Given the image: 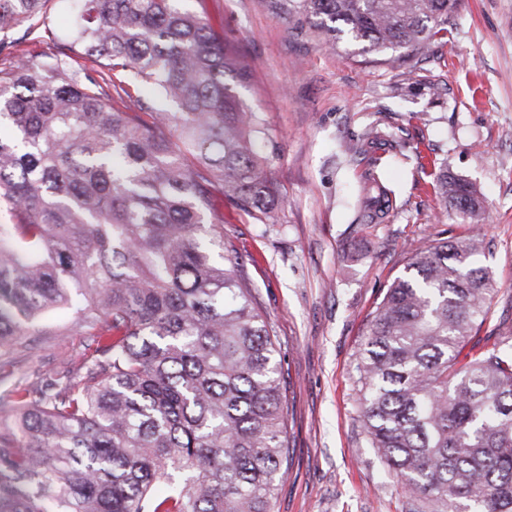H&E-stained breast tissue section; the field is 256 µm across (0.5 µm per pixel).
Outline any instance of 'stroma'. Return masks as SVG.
I'll return each instance as SVG.
<instances>
[{"label": "stroma", "mask_w": 512, "mask_h": 512, "mask_svg": "<svg viewBox=\"0 0 512 512\" xmlns=\"http://www.w3.org/2000/svg\"><path fill=\"white\" fill-rule=\"evenodd\" d=\"M251 69L239 96L257 110L268 143L276 202L265 218L214 189L224 241L235 249L274 328L289 399L292 463L273 512H411L359 421L356 355L366 323L410 256L436 239L468 236L433 189L440 169L476 187L485 235L481 263L495 281L492 316L478 350L512 337V0H459L429 52L395 61L356 45L328 49L267 0H183ZM64 0L9 34L13 54L70 55L59 23ZM385 128L393 148L380 164L396 193L382 224L359 220L364 163L348 143ZM77 313H56L8 347L13 381L35 394L82 380L96 337Z\"/></svg>", "instance_id": "stroma-1"}]
</instances>
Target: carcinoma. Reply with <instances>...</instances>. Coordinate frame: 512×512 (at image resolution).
Here are the masks:
<instances>
[{
  "label": "carcinoma",
  "instance_id": "cac0c4a2",
  "mask_svg": "<svg viewBox=\"0 0 512 512\" xmlns=\"http://www.w3.org/2000/svg\"><path fill=\"white\" fill-rule=\"evenodd\" d=\"M69 2L70 49L94 68L20 53L0 69V348L71 306L105 342L82 382L0 394V512H272L290 462L280 347L212 197L274 204L259 119L226 82L248 66L178 0ZM268 2L332 48L394 55L427 51L459 0ZM45 3L0 0V33ZM141 85L165 107L128 111ZM389 145L374 125L345 152ZM377 162L369 223L393 210ZM434 188L481 221L470 184L442 171ZM483 242L412 255L356 358L364 431L413 512H512V343L465 352L491 315Z\"/></svg>",
  "mask_w": 512,
  "mask_h": 512
}]
</instances>
